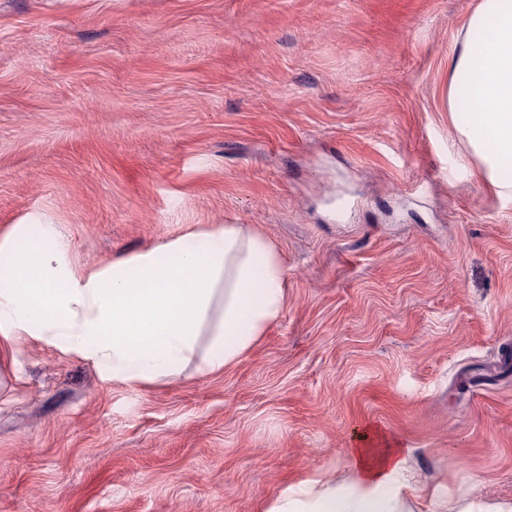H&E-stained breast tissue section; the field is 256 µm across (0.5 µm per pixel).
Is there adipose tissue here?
I'll return each mask as SVG.
<instances>
[{
    "instance_id": "adipose-tissue-1",
    "label": "adipose tissue",
    "mask_w": 512,
    "mask_h": 512,
    "mask_svg": "<svg viewBox=\"0 0 512 512\" xmlns=\"http://www.w3.org/2000/svg\"><path fill=\"white\" fill-rule=\"evenodd\" d=\"M467 37L449 60L448 110L467 102L458 132L482 176L512 197V0H481ZM30 230L0 236L9 253L0 278V344L28 336L103 366L113 379L150 383L196 363L212 373L238 362L285 307V267L272 245L244 224H219L170 239L111 265L76 274L70 244L50 225L26 251ZM210 349L198 357L200 336ZM346 483L312 478L289 487L270 512H419L397 442L363 428L352 436Z\"/></svg>"
}]
</instances>
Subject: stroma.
I'll list each match as a JSON object with an SVG mask.
<instances>
[{
  "mask_svg": "<svg viewBox=\"0 0 512 512\" xmlns=\"http://www.w3.org/2000/svg\"><path fill=\"white\" fill-rule=\"evenodd\" d=\"M480 0H0V235L82 273L205 224L284 261L237 363L145 385L0 353V512H267L353 430L418 483L512 501V198L448 111Z\"/></svg>",
  "mask_w": 512,
  "mask_h": 512,
  "instance_id": "1",
  "label": "stroma"
}]
</instances>
